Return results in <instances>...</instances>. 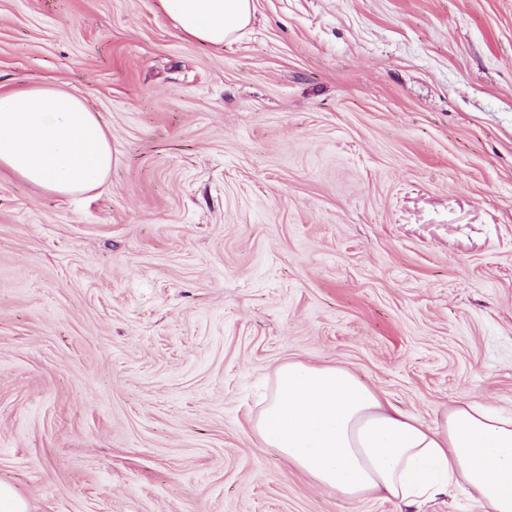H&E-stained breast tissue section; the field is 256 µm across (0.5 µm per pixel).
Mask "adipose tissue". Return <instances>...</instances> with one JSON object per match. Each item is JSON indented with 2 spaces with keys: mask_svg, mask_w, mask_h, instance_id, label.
<instances>
[{
  "mask_svg": "<svg viewBox=\"0 0 512 512\" xmlns=\"http://www.w3.org/2000/svg\"><path fill=\"white\" fill-rule=\"evenodd\" d=\"M175 27L220 47L251 22L253 0H160ZM0 166L60 195L101 186L112 146L83 96L53 86L0 91ZM324 487L350 498L386 492L416 506L467 489L484 512H512V417L477 401L432 421L400 412L347 369L289 361L252 425Z\"/></svg>",
  "mask_w": 512,
  "mask_h": 512,
  "instance_id": "ef3b65f1",
  "label": "adipose tissue"
}]
</instances>
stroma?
<instances>
[{
    "instance_id": "obj_1",
    "label": "stroma",
    "mask_w": 512,
    "mask_h": 512,
    "mask_svg": "<svg viewBox=\"0 0 512 512\" xmlns=\"http://www.w3.org/2000/svg\"><path fill=\"white\" fill-rule=\"evenodd\" d=\"M0 0V88L105 126L104 184L0 167V480L29 512H408L260 447L289 360L512 414V0ZM174 26L201 43L221 47L251 22L253 0H160Z\"/></svg>"
}]
</instances>
